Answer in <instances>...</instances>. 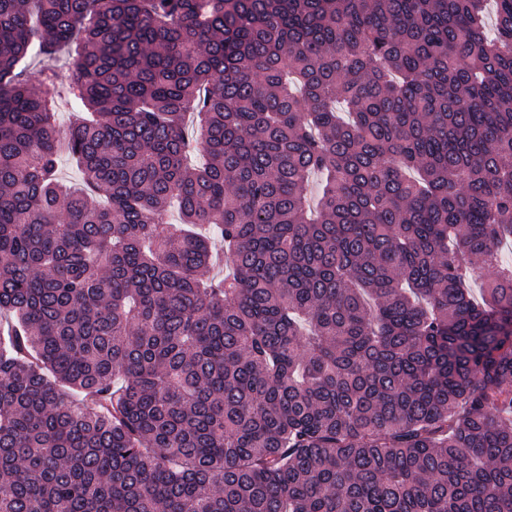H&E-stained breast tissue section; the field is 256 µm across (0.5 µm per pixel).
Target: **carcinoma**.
Instances as JSON below:
<instances>
[{
    "label": "carcinoma",
    "instance_id": "obj_1",
    "mask_svg": "<svg viewBox=\"0 0 512 512\" xmlns=\"http://www.w3.org/2000/svg\"><path fill=\"white\" fill-rule=\"evenodd\" d=\"M487 2L0 0V512H512ZM69 63L70 59L67 54H61L52 61H48L43 58V56H39L33 53L32 56L27 59L26 64L28 66L29 75L33 86L37 90L42 91L44 88L39 83V71L47 64L53 65L58 70L65 71L68 69Z\"/></svg>",
    "mask_w": 512,
    "mask_h": 512
}]
</instances>
